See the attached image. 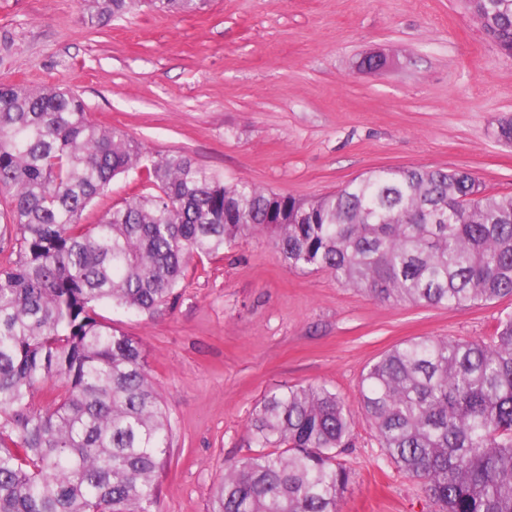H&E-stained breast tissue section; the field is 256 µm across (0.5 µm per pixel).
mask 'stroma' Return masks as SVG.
<instances>
[{
	"label": "stroma",
	"mask_w": 512,
	"mask_h": 512,
	"mask_svg": "<svg viewBox=\"0 0 512 512\" xmlns=\"http://www.w3.org/2000/svg\"><path fill=\"white\" fill-rule=\"evenodd\" d=\"M372 51L387 65L358 71ZM0 82L70 89L150 159L181 151L227 183L312 199L373 170L426 167L512 194V144L497 134L512 115V56L462 0H209L108 21L84 0H0ZM142 190L136 174L113 180L84 223ZM509 312L512 299L393 307L330 272L289 269L261 236L189 270L157 315L100 310L141 341L170 418L159 512H211L225 466L250 453L260 400L309 384L340 394L353 422L340 512H436L385 460L361 376L413 338L489 340Z\"/></svg>",
	"instance_id": "35a3bbf8"
}]
</instances>
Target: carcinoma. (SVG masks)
Segmentation results:
<instances>
[{
    "label": "carcinoma",
    "instance_id": "1",
    "mask_svg": "<svg viewBox=\"0 0 512 512\" xmlns=\"http://www.w3.org/2000/svg\"><path fill=\"white\" fill-rule=\"evenodd\" d=\"M92 2L101 20L207 4ZM468 11L511 56L512 0ZM132 169L146 193L82 223ZM0 191V512H157L170 419L141 342L98 308L155 314L192 261L243 237L391 305L512 299V196L466 171L387 168L308 200L226 183L183 152L151 161L75 93L0 83ZM359 403L388 462L439 512H512L511 314L488 341L393 347ZM352 438L345 400L324 385L265 396L247 427L254 453L225 468L211 512H338Z\"/></svg>",
    "mask_w": 512,
    "mask_h": 512
}]
</instances>
